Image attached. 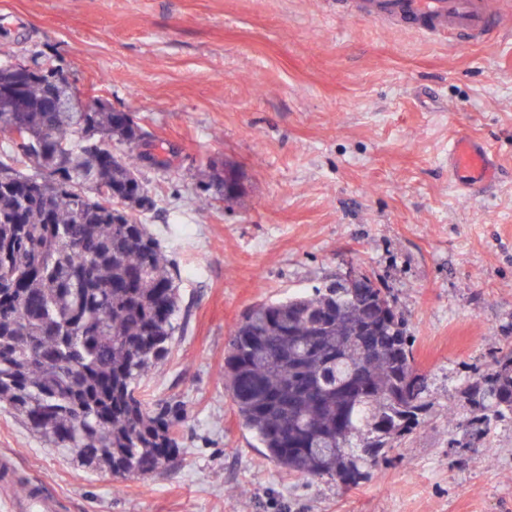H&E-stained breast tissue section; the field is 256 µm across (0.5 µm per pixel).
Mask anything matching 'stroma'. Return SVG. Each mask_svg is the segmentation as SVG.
<instances>
[{
  "mask_svg": "<svg viewBox=\"0 0 512 512\" xmlns=\"http://www.w3.org/2000/svg\"><path fill=\"white\" fill-rule=\"evenodd\" d=\"M5 59L51 56L76 87L132 114L166 166L143 170L142 221L180 271L179 330L143 378L188 411L180 451L116 480L0 409V456L63 512H512V420L478 435L469 378L512 353V21L449 45L364 18L350 0H0ZM499 162L466 196L460 134ZM237 198L199 209L197 173ZM382 288L413 336L428 410L359 485L271 463L224 387L250 306L346 273Z\"/></svg>",
  "mask_w": 512,
  "mask_h": 512,
  "instance_id": "1",
  "label": "stroma"
}]
</instances>
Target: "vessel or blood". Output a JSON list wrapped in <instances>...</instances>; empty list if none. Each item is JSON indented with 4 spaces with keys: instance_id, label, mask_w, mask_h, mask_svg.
Wrapping results in <instances>:
<instances>
[{
    "instance_id": "vessel-or-blood-1",
    "label": "vessel or blood",
    "mask_w": 512,
    "mask_h": 512,
    "mask_svg": "<svg viewBox=\"0 0 512 512\" xmlns=\"http://www.w3.org/2000/svg\"><path fill=\"white\" fill-rule=\"evenodd\" d=\"M365 17L390 19L424 37L447 36L449 43L488 41L498 29L499 0H361ZM448 170L460 189L470 192L491 185L496 164L490 151L471 138L458 137L448 151ZM10 512H60L62 505L41 484L8 501Z\"/></svg>"
}]
</instances>
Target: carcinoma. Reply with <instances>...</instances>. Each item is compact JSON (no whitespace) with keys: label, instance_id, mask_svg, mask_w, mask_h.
<instances>
[{"label":"carcinoma","instance_id":"obj_1","mask_svg":"<svg viewBox=\"0 0 512 512\" xmlns=\"http://www.w3.org/2000/svg\"><path fill=\"white\" fill-rule=\"evenodd\" d=\"M33 63L26 110L0 105V406L85 464L153 473L178 454L186 413L140 392L180 310L176 265L140 219L156 206L141 178L140 141L152 135L100 99L86 108L60 68ZM200 182L199 208L226 197L214 168ZM413 361L382 289L338 277L249 307L224 384L275 465L349 488L419 423L425 378ZM465 394L482 411L472 429L512 420V354Z\"/></svg>","mask_w":512,"mask_h":512}]
</instances>
